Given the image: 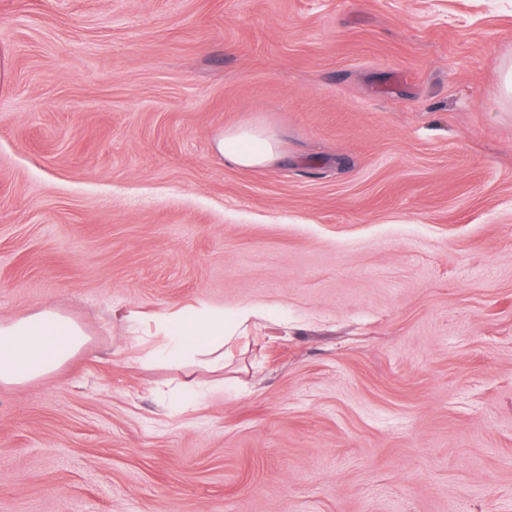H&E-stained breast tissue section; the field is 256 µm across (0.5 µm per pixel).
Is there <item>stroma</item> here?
Listing matches in <instances>:
<instances>
[{"mask_svg":"<svg viewBox=\"0 0 512 512\" xmlns=\"http://www.w3.org/2000/svg\"><path fill=\"white\" fill-rule=\"evenodd\" d=\"M0 55V322L88 337L0 388V512H512V0H0ZM202 307L223 371L152 356ZM224 161L241 169L267 168L281 159L278 136L260 125L225 128L214 141Z\"/></svg>","mask_w":512,"mask_h":512,"instance_id":"obj_1","label":"stroma"}]
</instances>
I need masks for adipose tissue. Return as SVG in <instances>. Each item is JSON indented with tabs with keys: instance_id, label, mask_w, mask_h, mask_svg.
I'll use <instances>...</instances> for the list:
<instances>
[{
	"instance_id": "obj_1",
	"label": "adipose tissue",
	"mask_w": 512,
	"mask_h": 512,
	"mask_svg": "<svg viewBox=\"0 0 512 512\" xmlns=\"http://www.w3.org/2000/svg\"><path fill=\"white\" fill-rule=\"evenodd\" d=\"M214 148L241 169L271 167L281 158L278 136L259 125L224 129L216 136ZM164 331L158 357L178 361L189 354L201 355L213 369L223 368V314L196 309L169 318ZM86 342L79 324L50 307L0 323V387L22 385L55 372Z\"/></svg>"
}]
</instances>
